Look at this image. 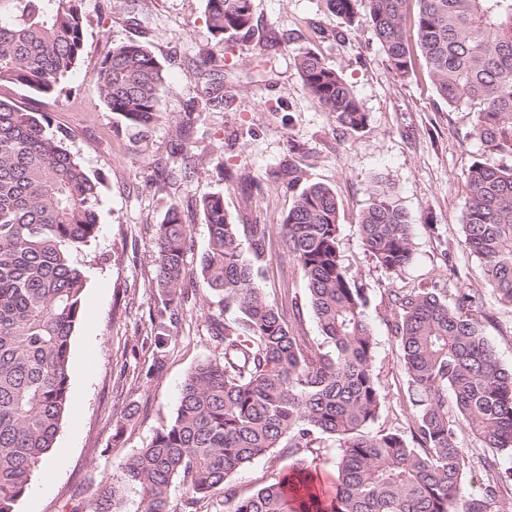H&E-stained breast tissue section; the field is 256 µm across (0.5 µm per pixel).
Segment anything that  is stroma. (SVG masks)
I'll list each match as a JSON object with an SVG mask.
<instances>
[{"instance_id": "35a3bbf8", "label": "stroma", "mask_w": 512, "mask_h": 512, "mask_svg": "<svg viewBox=\"0 0 512 512\" xmlns=\"http://www.w3.org/2000/svg\"><path fill=\"white\" fill-rule=\"evenodd\" d=\"M147 27L133 26L115 0H83L84 50L80 64L45 97L50 133H69L68 148L100 181L98 233L81 257L87 279L84 317L71 338L69 387L72 405L58 430L53 477L35 472L15 512H73L90 504L118 476L121 464L145 447L156 430L175 416L181 387L190 372L219 350L211 338L214 299L195 271L208 248L198 207L206 192L224 196V209L237 224H277L293 203L278 171L295 162L304 183L320 182L335 193L340 246L351 277L370 290L369 317L376 341L374 368L386 395L374 430L410 435L414 419L406 402L407 382L391 334L388 293L424 281L447 282L445 259L464 272L461 284L481 288L479 260L460 245L468 206L465 174L480 157L469 138L474 120L437 94L422 56L406 78L392 71L372 30L333 16L326 0H253L255 31L216 55L210 67L224 77V106L186 119L190 102L201 99L197 66L210 35L205 0H139ZM149 39L168 80L160 93V119L147 130L129 125L103 103L94 73L109 46ZM321 56L344 77L370 116L358 131L340 128L303 88L295 67L298 53ZM195 154L192 177L173 180L171 167L180 143ZM222 157L216 168L214 157ZM253 179L262 189L244 193ZM382 184L413 224L412 264L387 272L365 253L357 231L370 190ZM179 203L191 228L185 282L192 299L172 328L164 365L149 372L154 346L149 309L158 301L155 237L171 203ZM269 300H298L293 323L321 351H330L308 303L306 282L279 243L264 263ZM483 332L500 364L512 368V307L486 294ZM466 467L458 512L481 497L488 483L485 451L464 435ZM292 457L273 453L234 473L239 496L288 474Z\"/></svg>"}]
</instances>
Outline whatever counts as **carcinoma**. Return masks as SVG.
Returning <instances> with one entry per match:
<instances>
[{"instance_id": "carcinoma-1", "label": "carcinoma", "mask_w": 512, "mask_h": 512, "mask_svg": "<svg viewBox=\"0 0 512 512\" xmlns=\"http://www.w3.org/2000/svg\"><path fill=\"white\" fill-rule=\"evenodd\" d=\"M83 0H0V89L54 92L79 64L84 47ZM352 24L365 6L397 76L424 58L438 95L450 107L475 106L470 136L485 147L470 166L461 245L476 255L498 300L512 307V0H416L415 45L406 36L408 0H327ZM210 49L202 61L204 107L224 102V82L208 68L224 43L254 32L253 0H206ZM304 91L352 131L368 122L357 96L321 57L295 58ZM100 97L130 125L147 129L159 115L166 83L162 63L144 40L116 45L94 74ZM46 134L38 113L0 95V512H14L54 446L70 407V343L83 316L86 277L78 254L98 231L99 181L65 144ZM290 191L302 171L279 172ZM199 206L209 244L198 274L232 317L209 316L222 352L199 363L181 389L176 416L121 465L90 512H124L129 490L143 494L144 512H171V490L183 489L181 512H199L224 490L225 512H454L465 457L461 425L484 448L512 451V372L503 369L483 335L481 290L425 288L389 292L392 337L400 350L415 428L369 431L385 394L374 372L375 340L368 289L353 280L339 246L332 189L312 183L279 224H235L224 196L205 193ZM366 252L388 271L413 257L408 214L387 192L372 190L359 214ZM190 225L178 203L156 232L155 288L150 309L152 370L169 353L170 327L188 301L185 247ZM277 237L301 271L309 305L332 353L314 348L266 297L260 262ZM336 438V490L311 489L314 473L298 463L287 476L240 497L226 479L280 448L290 456ZM490 474L486 496L512 480V467Z\"/></svg>"}]
</instances>
